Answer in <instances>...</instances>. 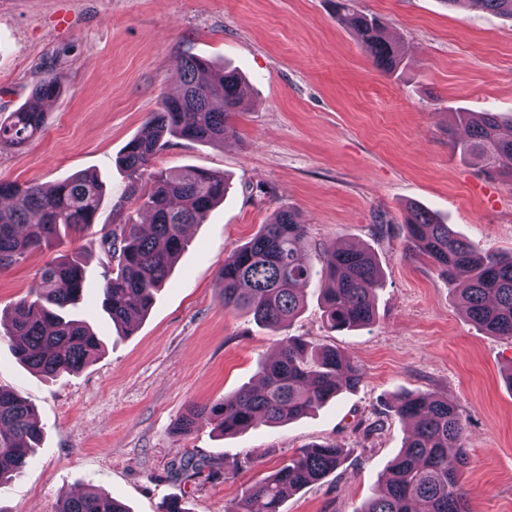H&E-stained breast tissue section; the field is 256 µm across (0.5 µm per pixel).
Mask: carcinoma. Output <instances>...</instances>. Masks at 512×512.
<instances>
[{
  "label": "carcinoma",
  "instance_id": "cac0c4a2",
  "mask_svg": "<svg viewBox=\"0 0 512 512\" xmlns=\"http://www.w3.org/2000/svg\"><path fill=\"white\" fill-rule=\"evenodd\" d=\"M467 3L477 12L512 20V0H443ZM336 17L357 36L372 64L385 73L401 65V57L382 20L355 10L350 0H336ZM179 96L164 98L150 113L140 133L120 158L129 183L126 201L151 214L145 232L125 204L113 207V220L97 232L107 259L101 288V309L129 334L130 321L151 307L155 292L167 280L185 245V230L202 222L224 199V175L186 168L157 169L153 162L168 144L165 137L199 143H222L235 136L233 117L248 92L238 73L215 69L207 60L188 56L179 69ZM61 89L54 74L33 87L35 101L55 97ZM456 122L468 137L455 139L453 151L474 155L484 169L512 176V119L495 112H457ZM47 115L29 103L0 118V151L20 150L46 126ZM103 186L89 173H77L48 188L0 180V269H7L38 247L56 241L61 232L82 234L95 223ZM409 255L427 257L449 279L459 282V299L469 319L491 336L512 339V255L477 253L447 224L421 207L405 216ZM306 225L289 210L278 211L247 243L234 249L217 274L226 309H245L260 326L277 332L304 304L301 285L313 274L300 242ZM324 319L333 331L374 322V295L382 286L379 264L365 248L330 252L322 268ZM86 288V266L79 255H64L40 273L32 298L13 308L5 335L16 340L20 363L34 373L59 377L81 371L96 360L102 340L77 309ZM260 389L244 386L224 400L191 408L178 422L187 434L197 420L210 415L221 431L233 435L257 424H279L300 418L344 391L357 388L363 373L355 361L335 348L313 350L299 336L281 342L278 358L261 365ZM392 411L415 420L404 446L390 462L380 493L361 512H468L457 471L469 464L465 424L448 398L433 392L406 391L394 396ZM43 431L33 408L0 387V485L24 473L40 447ZM345 461L334 445L305 448L287 465L246 488L225 512H280L288 495L320 481ZM58 512H128L109 494L87 491L66 496Z\"/></svg>",
  "mask_w": 512,
  "mask_h": 512
}]
</instances>
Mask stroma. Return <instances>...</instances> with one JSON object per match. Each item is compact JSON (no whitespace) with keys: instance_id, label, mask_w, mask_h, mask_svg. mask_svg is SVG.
Listing matches in <instances>:
<instances>
[{"instance_id":"35a3bbf8","label":"stroma","mask_w":512,"mask_h":512,"mask_svg":"<svg viewBox=\"0 0 512 512\" xmlns=\"http://www.w3.org/2000/svg\"><path fill=\"white\" fill-rule=\"evenodd\" d=\"M383 18L401 66L377 71L330 0H0V116L31 100L45 73L61 92L47 127L19 151L0 152V179L49 186L76 173L104 184L96 224L112 221L128 180L126 144L178 88L181 60L236 70L248 95L237 134L222 144L171 140L159 169L223 173L227 190L188 231L185 250L130 335L100 309L102 255L92 233L29 251L0 270V317L35 287L51 260L86 259L79 315L103 339L80 372L43 379L0 337V386L31 403L44 433L30 469L0 486V512H57L63 496L97 489L130 512H160L181 497L187 512H224L254 482L301 449L332 443L344 463L288 496L282 512H359L410 428L391 412L394 394L435 392L461 413L470 463L459 472L469 512H512V340L467 316L458 282L410 258L407 205L435 213L478 252L512 251V178L453 155L457 111L512 115V22L442 0H355ZM306 224L302 250L321 268L333 249L376 256L383 285L376 320L326 328L315 276L284 332L224 308L216 275L225 258L279 210ZM349 354L358 388L315 413L223 435L190 407L257 384L282 336ZM200 472L187 471V463Z\"/></svg>"}]
</instances>
